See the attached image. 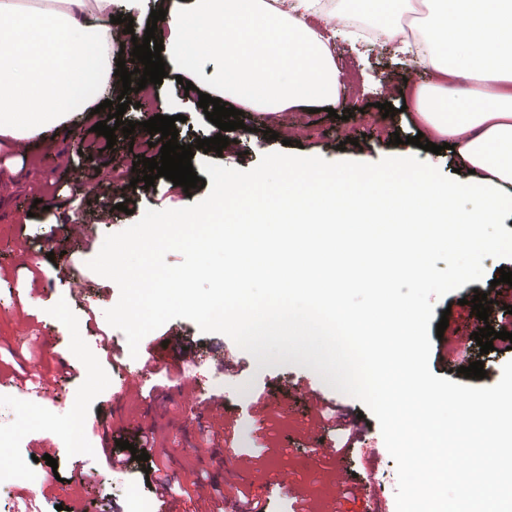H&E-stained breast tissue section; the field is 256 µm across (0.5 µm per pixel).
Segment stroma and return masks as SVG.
Returning a JSON list of instances; mask_svg holds the SVG:
<instances>
[{
	"instance_id": "35a3bbf8",
	"label": "stroma",
	"mask_w": 512,
	"mask_h": 512,
	"mask_svg": "<svg viewBox=\"0 0 512 512\" xmlns=\"http://www.w3.org/2000/svg\"><path fill=\"white\" fill-rule=\"evenodd\" d=\"M340 73L339 92L349 119L308 109L288 111L287 122L265 118L263 111H245L242 129L228 132L222 152L195 150L193 167L209 161L249 170L263 155L288 150L336 162L375 163L403 156L410 168L430 167L440 180H458L459 162L452 150L435 154L411 145L417 136L409 113L403 112L410 87L428 82L400 52H388L376 38L349 33L332 45ZM215 62L196 71V88L177 90L176 69L158 85L151 111L180 116L179 144L217 134L198 105ZM390 102L395 116L379 105ZM76 118L67 127L52 128L27 141L20 178L7 176L0 164V436L15 442L7 471L34 472L35 482L0 486V512H56L57 506H79L85 512H212L201 501L198 480L213 478L224 487V512H241L238 502L259 501L263 512H394L397 468L388 453L376 418L357 399L333 390L312 370L291 364L257 365L227 335L205 333L192 321L174 319L146 335L138 354H131L124 333L110 326L107 309L119 300L115 282L92 271L107 235L123 231L146 210L180 209L204 199L208 187H182L166 178L153 186H126L106 197H87L83 187L111 178L113 171L131 170L143 140L118 138L108 145L93 132L95 121ZM402 144H394L395 136ZM126 210H118V203ZM500 223L481 227V258L466 280L449 279L447 251L432 254L438 276L421 287L404 279L397 295L424 311L417 378L439 390H497L512 386V346L494 339L486 356L489 372L472 379L457 373L463 338L498 326L512 296L491 304L487 320H478L470 305L475 289L489 288L501 267L512 263V200H505ZM85 226L76 240H65L63 228ZM190 252L155 241L128 253L130 265L148 264L159 273L188 265ZM448 318L445 338L436 326ZM184 336L199 369L184 371L178 351L163 347L170 331ZM112 336L111 349L101 348L98 333ZM233 354L240 373L225 376L219 365ZM100 384L88 389L89 373ZM134 395H126V385ZM47 388L46 398L29 394ZM222 398L232 436L205 444L199 421L184 410L195 399ZM358 423L361 436L349 438L344 422ZM153 427L152 462L112 466L106 449L132 440L139 428ZM50 440L56 466L33 461V449ZM335 448L325 457L321 446ZM165 468L172 493L159 495L146 482L150 464Z\"/></svg>"
}]
</instances>
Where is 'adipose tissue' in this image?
I'll list each match as a JSON object with an SVG mask.
<instances>
[{
  "label": "adipose tissue",
  "instance_id": "1",
  "mask_svg": "<svg viewBox=\"0 0 512 512\" xmlns=\"http://www.w3.org/2000/svg\"><path fill=\"white\" fill-rule=\"evenodd\" d=\"M143 0H0V146L14 147L66 125L79 101L94 102L99 87L118 86L112 73L117 2ZM167 0L158 21L171 60L184 70L200 58L222 65L225 91L244 107L340 106L339 80L322 29H334L336 11L317 0ZM390 18L378 29L383 41L424 52L417 64L430 83L409 97L414 125L428 138L453 145L474 176L467 184L437 182L430 172L371 175L359 168L330 174L298 171L277 157L289 178L272 184L264 175L239 183L216 181L207 219L191 217L165 236L160 225L144 235L173 245L192 243L200 259L219 239L226 262L212 276L242 294L261 276L280 298L305 292L330 317L350 323L374 358L376 382L395 426V445L414 476L404 483L411 499L434 492L448 456L469 477L463 498L475 512L512 496V429L497 427L512 409V390L449 393L435 401L416 384L408 357L418 350L417 319L397 313L391 288L409 278L427 284L435 271L430 252L445 240L468 246L480 225L495 223L501 200L512 194V0H375ZM432 12L418 42L406 38L404 17L424 5ZM479 190L472 209L457 197ZM192 269L158 276L144 266L129 274L138 299L179 291ZM356 288L375 312L347 311L343 293ZM252 346L265 336H306L309 328L255 311L225 315Z\"/></svg>",
  "mask_w": 512,
  "mask_h": 512
}]
</instances>
